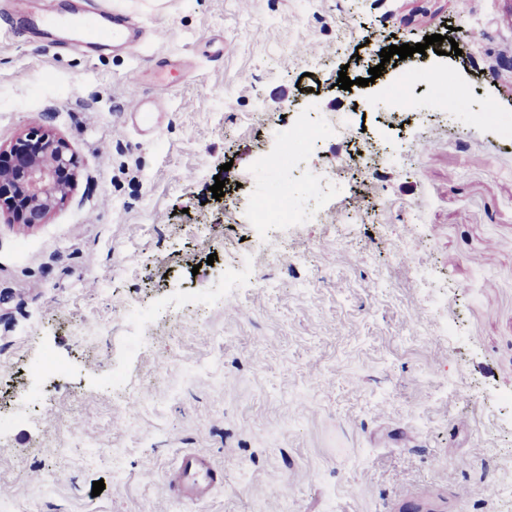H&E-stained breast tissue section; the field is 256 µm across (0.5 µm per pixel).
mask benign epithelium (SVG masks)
<instances>
[{
    "instance_id": "7a95c632",
    "label": "benign epithelium",
    "mask_w": 512,
    "mask_h": 512,
    "mask_svg": "<svg viewBox=\"0 0 512 512\" xmlns=\"http://www.w3.org/2000/svg\"><path fill=\"white\" fill-rule=\"evenodd\" d=\"M75 168L67 145L44 132H32L13 150L0 151V206H5L10 223H44L71 190L57 172Z\"/></svg>"
}]
</instances>
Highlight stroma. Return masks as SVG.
<instances>
[{"mask_svg": "<svg viewBox=\"0 0 512 512\" xmlns=\"http://www.w3.org/2000/svg\"><path fill=\"white\" fill-rule=\"evenodd\" d=\"M105 2L137 56L50 45L0 0V149L37 126L77 159L45 223L0 212V512H512L507 0ZM309 118L312 149L259 167ZM286 183L298 221L259 251L248 205ZM192 448L224 482L183 507L161 476ZM148 395L139 388H132L129 392L126 411L123 416L114 419V425L120 430L132 428L133 422L139 414L142 404Z\"/></svg>", "mask_w": 512, "mask_h": 512, "instance_id": "35a3bbf8", "label": "stroma"}]
</instances>
